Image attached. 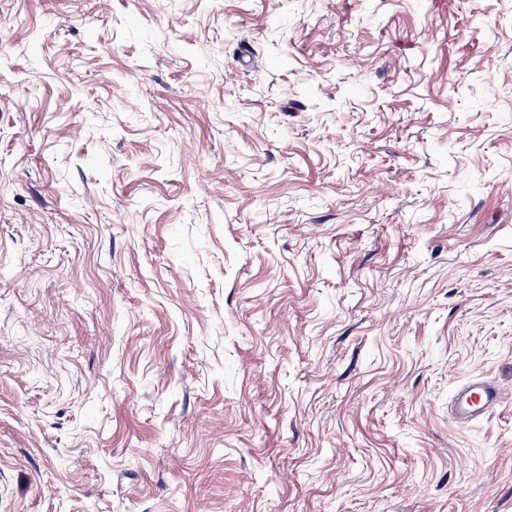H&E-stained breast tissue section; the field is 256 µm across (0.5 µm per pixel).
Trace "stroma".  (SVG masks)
Wrapping results in <instances>:
<instances>
[{"label": "stroma", "mask_w": 512, "mask_h": 512, "mask_svg": "<svg viewBox=\"0 0 512 512\" xmlns=\"http://www.w3.org/2000/svg\"><path fill=\"white\" fill-rule=\"evenodd\" d=\"M0 512H512V0H0ZM501 398L502 390L493 382L479 380L463 385L457 391L453 402L457 422L464 426L492 412Z\"/></svg>", "instance_id": "stroma-1"}]
</instances>
